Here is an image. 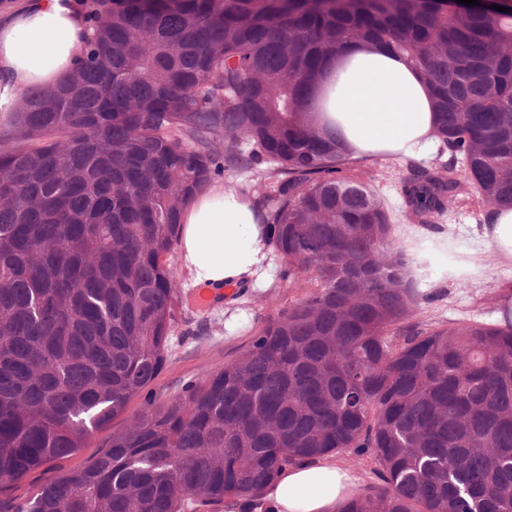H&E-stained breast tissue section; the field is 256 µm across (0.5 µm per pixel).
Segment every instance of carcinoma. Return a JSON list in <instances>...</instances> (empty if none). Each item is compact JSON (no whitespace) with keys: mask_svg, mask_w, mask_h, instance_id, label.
I'll list each match as a JSON object with an SVG mask.
<instances>
[{"mask_svg":"<svg viewBox=\"0 0 512 512\" xmlns=\"http://www.w3.org/2000/svg\"><path fill=\"white\" fill-rule=\"evenodd\" d=\"M80 3L91 34L72 74L0 130V495L86 447L159 374L167 256L214 175L265 166L282 275L317 285L240 358L0 512H185L194 496L252 512L283 467L351 448L382 484L338 512H512V328L401 331L411 261L379 195L343 175L311 89L345 43L386 45L423 72L449 155L408 169L405 207L423 224L463 194L511 208L512 10Z\"/></svg>","mask_w":512,"mask_h":512,"instance_id":"carcinoma-1","label":"carcinoma"}]
</instances>
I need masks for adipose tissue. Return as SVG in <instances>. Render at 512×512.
<instances>
[{"mask_svg":"<svg viewBox=\"0 0 512 512\" xmlns=\"http://www.w3.org/2000/svg\"><path fill=\"white\" fill-rule=\"evenodd\" d=\"M89 28L76 0H27L0 22V118L11 117L32 89L47 91L67 78L80 57ZM317 116L333 128L354 159L390 156L426 160L439 146L430 88L384 45H345L324 65L317 81ZM453 226L405 228L401 241L416 279L444 283L477 278L485 255L512 268V209L495 208L473 225L469 247L449 259ZM180 255L192 286L205 292L271 279L268 230L257 204L231 185H214L185 207ZM356 476L335 456L285 467L269 484L255 512H337L352 494Z\"/></svg>","mask_w":512,"mask_h":512,"instance_id":"ef3b65f1","label":"adipose tissue"}]
</instances>
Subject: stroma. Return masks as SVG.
<instances>
[{"mask_svg": "<svg viewBox=\"0 0 512 512\" xmlns=\"http://www.w3.org/2000/svg\"><path fill=\"white\" fill-rule=\"evenodd\" d=\"M407 171L406 162L380 156L349 163L346 174L376 190L389 205L393 224L399 225L416 221L400 195L401 180ZM169 261L175 280V311L162 371L130 401L122 415L90 438L86 448L27 474L10 492L16 502H23L42 485L100 455L108 439L122 432L129 421L147 408L164 406L185 396L192 386L240 357L265 324L307 294L306 289L277 274L270 287L241 288L204 303L199 289L191 287L178 253H171ZM485 265L482 277L475 280L458 279L432 290L414 283L415 301L406 326L435 329L463 323H492L497 287L512 278V271L490 258Z\"/></svg>", "mask_w": 512, "mask_h": 512, "instance_id": "1", "label": "stroma"}]
</instances>
